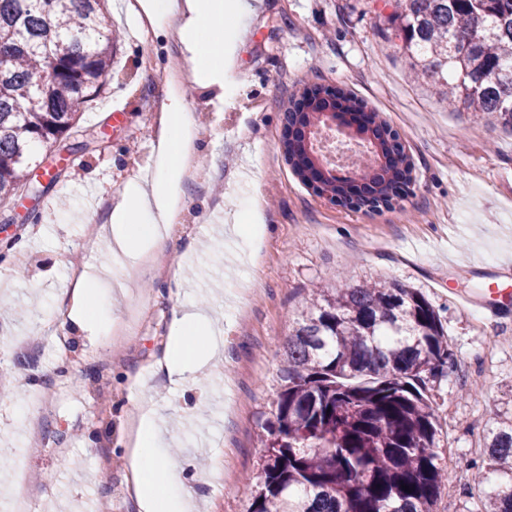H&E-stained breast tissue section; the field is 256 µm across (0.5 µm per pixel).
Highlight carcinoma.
I'll list each match as a JSON object with an SVG mask.
<instances>
[{"mask_svg":"<svg viewBox=\"0 0 512 512\" xmlns=\"http://www.w3.org/2000/svg\"><path fill=\"white\" fill-rule=\"evenodd\" d=\"M105 0H0V201L28 183L37 147L68 138L112 81ZM388 30L448 105L512 130V0H394ZM326 108L290 113L312 150ZM370 198L391 203L411 164L388 126L365 127ZM438 313L414 288L377 281L311 290L288 337L264 427L250 512H434L442 485L428 382L452 362ZM484 512H512V420L491 430ZM408 486L406 492L402 486Z\"/></svg>","mask_w":512,"mask_h":512,"instance_id":"cac0c4a2","label":"carcinoma"}]
</instances>
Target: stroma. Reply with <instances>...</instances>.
Here are the masks:
<instances>
[{
    "instance_id": "obj_1",
    "label": "stroma",
    "mask_w": 512,
    "mask_h": 512,
    "mask_svg": "<svg viewBox=\"0 0 512 512\" xmlns=\"http://www.w3.org/2000/svg\"><path fill=\"white\" fill-rule=\"evenodd\" d=\"M125 3L106 8L119 35L112 81L83 108L80 137L39 149L31 189L0 203V252L12 253L0 284V487L34 512H141L118 437L126 410L143 406L196 512H248L307 289L382 278L418 289L448 334L455 366L430 382L444 473L434 510L476 512L486 437L512 418V132L414 80L383 32L384 0H261L227 65L232 95L182 87L200 171L172 233L192 251L120 269L80 239L128 180L152 174L163 77L183 65L165 28L128 25L136 0ZM313 85L356 95L397 131L412 180L391 207L330 203L293 173L284 114ZM251 217L265 226L254 240L239 233ZM85 267L109 283L99 307L112 336L70 331V273ZM464 294L476 306L462 308ZM179 300L206 305L224 330L222 356L186 385L155 370ZM58 386L65 401L42 408Z\"/></svg>"
}]
</instances>
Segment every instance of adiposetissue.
<instances>
[{"label":"adipose tissue","mask_w":512,"mask_h":512,"mask_svg":"<svg viewBox=\"0 0 512 512\" xmlns=\"http://www.w3.org/2000/svg\"><path fill=\"white\" fill-rule=\"evenodd\" d=\"M133 23L149 21L174 29L195 83L223 87L224 67L242 40L247 23L256 10L252 0H138ZM165 117L154 146V174L151 181L130 180L121 199L111 209L109 221L100 225L112 262L133 263L175 250L178 242L170 233L175 214L182 210L181 184L186 163L196 157L193 119L187 112L179 89L168 88L163 104ZM100 282L84 275L72 290L74 308L68 320L79 328L107 335L112 321L94 312L89 300ZM191 337L205 339L204 350L188 347ZM207 310L176 305L172 311L171 336L156 362L158 372L170 381L188 383L205 369L221 350ZM130 457V492L141 512H194L196 493L184 486L176 469L158 453L164 437L152 413L135 411L119 439Z\"/></svg>","instance_id":"1"}]
</instances>
